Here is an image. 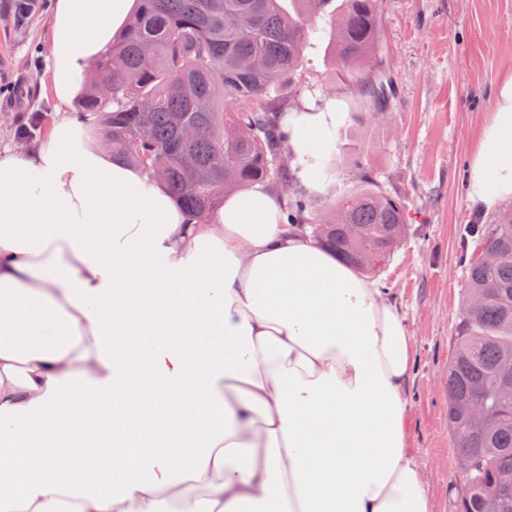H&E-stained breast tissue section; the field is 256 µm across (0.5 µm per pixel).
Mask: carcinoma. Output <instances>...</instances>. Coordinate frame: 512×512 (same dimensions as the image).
<instances>
[{
    "mask_svg": "<svg viewBox=\"0 0 512 512\" xmlns=\"http://www.w3.org/2000/svg\"><path fill=\"white\" fill-rule=\"evenodd\" d=\"M137 0L126 33L91 65L81 103L96 119L112 158L151 170L168 167L164 183L190 215L203 220L224 192L258 182L287 184L288 94L310 40L329 31L337 65L353 74L359 95L381 106L394 93L374 49L378 0ZM195 135L187 139L183 129ZM306 188L284 197L286 224L308 229L336 258L374 272L404 238L401 204L370 188L353 191L316 219ZM354 225L357 234L348 231ZM482 252L465 262V305L448 364V428L463 483L456 512H512V210L495 224H469Z\"/></svg>",
    "mask_w": 512,
    "mask_h": 512,
    "instance_id": "1",
    "label": "carcinoma"
}]
</instances>
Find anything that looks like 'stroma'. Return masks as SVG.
I'll list each match as a JSON object with an SVG mask.
<instances>
[{
  "label": "stroma",
  "instance_id": "1",
  "mask_svg": "<svg viewBox=\"0 0 512 512\" xmlns=\"http://www.w3.org/2000/svg\"><path fill=\"white\" fill-rule=\"evenodd\" d=\"M15 0H0V150L23 146L18 130L43 138L57 118L48 65L50 0L17 24ZM380 41L395 95L382 112L365 108L333 62L326 39L305 52L293 112H332L336 141L323 167L325 191H311L321 213L362 186L398 199L409 224L401 246L373 278L405 311L414 338L408 385L410 443L427 474L432 512H455L462 481L448 429L443 379L452 357L465 273V227L494 223L476 215L467 167L493 109V93L512 71V0H379Z\"/></svg>",
  "mask_w": 512,
  "mask_h": 512
}]
</instances>
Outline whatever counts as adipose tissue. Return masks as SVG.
I'll use <instances>...</instances> for the list:
<instances>
[{
	"label": "adipose tissue",
	"instance_id": "adipose-tissue-1",
	"mask_svg": "<svg viewBox=\"0 0 512 512\" xmlns=\"http://www.w3.org/2000/svg\"><path fill=\"white\" fill-rule=\"evenodd\" d=\"M134 0H56L62 116L0 151V512H432L409 444L413 338L375 281L255 185L205 222L72 116ZM323 190L332 112H291ZM512 200V72L467 174Z\"/></svg>",
	"mask_w": 512,
	"mask_h": 512
}]
</instances>
